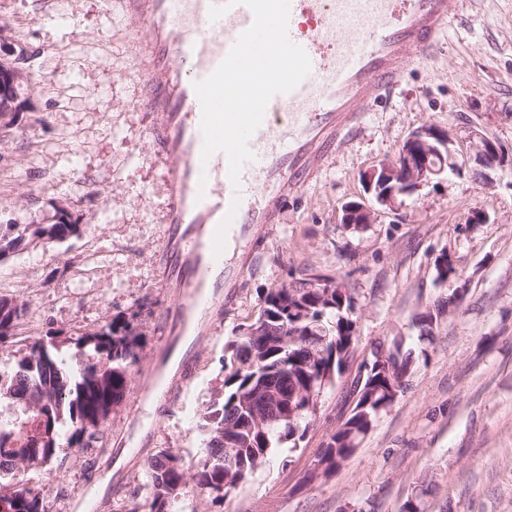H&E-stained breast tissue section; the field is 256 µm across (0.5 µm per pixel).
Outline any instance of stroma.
<instances>
[{
	"mask_svg": "<svg viewBox=\"0 0 512 512\" xmlns=\"http://www.w3.org/2000/svg\"><path fill=\"white\" fill-rule=\"evenodd\" d=\"M449 8L452 25L431 55L411 59L390 100L369 108L320 175L280 203L242 287L221 289L188 342L182 291L161 274L168 169L129 36L139 21L118 0H0V62L29 76L21 111L0 128V170L10 172L0 179V224H53L64 212L81 227L1 261L0 296L25 304L24 333L34 338H74L122 319L141 339L102 447L58 448V483L25 473L48 512H79L86 499L114 512L160 452L195 462L203 408L222 392L226 343L268 292L313 276L354 299L351 362L323 390L299 448L274 453L224 502L191 499L195 512H401L410 499L420 512H512V0ZM425 124L448 130L462 166L473 132L495 141L506 164L493 184L448 174L377 223L346 228L342 207L363 198V173L395 159ZM476 210L488 223H471ZM92 247L97 266L83 281L75 269ZM444 251L458 275L442 283L435 259ZM455 288L463 299L421 339L416 315ZM396 339L420 353L405 391L346 461L306 481L355 404L363 363Z\"/></svg>",
	"mask_w": 512,
	"mask_h": 512,
	"instance_id": "35a3bbf8",
	"label": "stroma"
}]
</instances>
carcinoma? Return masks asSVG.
I'll return each instance as SVG.
<instances>
[{
    "instance_id": "cac0c4a2",
    "label": "carcinoma",
    "mask_w": 512,
    "mask_h": 512,
    "mask_svg": "<svg viewBox=\"0 0 512 512\" xmlns=\"http://www.w3.org/2000/svg\"><path fill=\"white\" fill-rule=\"evenodd\" d=\"M77 224H28L21 233L0 227V257L14 252L28 235L49 243L77 233ZM464 293L454 289L448 300L419 314L420 336L433 335V323ZM355 307L339 283L326 277L300 278L265 297L258 317L226 345L223 397L202 415L205 448L187 468L166 451L146 464V503L133 497L119 512H187L186 501L204 495L224 501L278 448L293 449L316 415V397L348 366L355 342ZM26 315L24 305L0 297V344L15 335ZM85 358L71 371L67 352L58 343L34 339L29 352L7 378L0 373V397L22 404L20 416L0 420V476L11 475L9 489L0 486L6 512H46L45 497L19 479L20 470L53 473L56 450L75 441H96L100 426L124 396L139 343L128 324L115 322L75 338ZM386 348L387 360L373 358L357 380L351 415L319 453L318 463L332 470L347 459L367 434L368 425L393 404L391 378L407 376L414 352L399 343Z\"/></svg>"
}]
</instances>
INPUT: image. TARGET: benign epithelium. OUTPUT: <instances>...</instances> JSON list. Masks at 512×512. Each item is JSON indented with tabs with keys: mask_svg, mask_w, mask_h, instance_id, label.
<instances>
[{
	"mask_svg": "<svg viewBox=\"0 0 512 512\" xmlns=\"http://www.w3.org/2000/svg\"><path fill=\"white\" fill-rule=\"evenodd\" d=\"M26 81L27 75L16 67L1 69L0 97L15 96L18 88ZM451 145L449 133L434 126L423 125L413 131L402 148V157L407 159L410 174L404 180L396 181L399 167L389 161H383L381 166L366 171L364 185L368 199L346 203L342 208V223H349V214L355 211L365 214L364 223L374 224L382 212L401 208L405 200L417 195L424 185L441 178L446 172V166L459 170ZM471 149L475 168H483V181L493 182L492 172L503 166L499 158L488 161L490 156L499 154L494 143L476 133L472 137Z\"/></svg>",
	"mask_w": 512,
	"mask_h": 512,
	"instance_id": "7a95c632",
	"label": "benign epithelium"
}]
</instances>
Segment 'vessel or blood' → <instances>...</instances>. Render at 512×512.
Returning <instances> with one entry per match:
<instances>
[{
    "label": "vessel or blood",
    "instance_id": "vessel-or-blood-1",
    "mask_svg": "<svg viewBox=\"0 0 512 512\" xmlns=\"http://www.w3.org/2000/svg\"><path fill=\"white\" fill-rule=\"evenodd\" d=\"M222 5L226 13L211 20V7ZM120 6L148 30L138 45L144 105L161 116L153 139L169 170L162 263L186 291L180 309L187 316L208 307L213 288L243 283L246 265L214 252L222 220L231 221L227 241L243 250L270 235L280 202L317 176L366 109L394 92L409 56L427 55L450 24L448 0H290L288 35L306 51L311 71L295 90L269 101L248 142L253 159L235 184L224 153L202 157L193 84L225 59L252 24L251 10L227 0Z\"/></svg>",
    "mask_w": 512,
    "mask_h": 512
}]
</instances>
